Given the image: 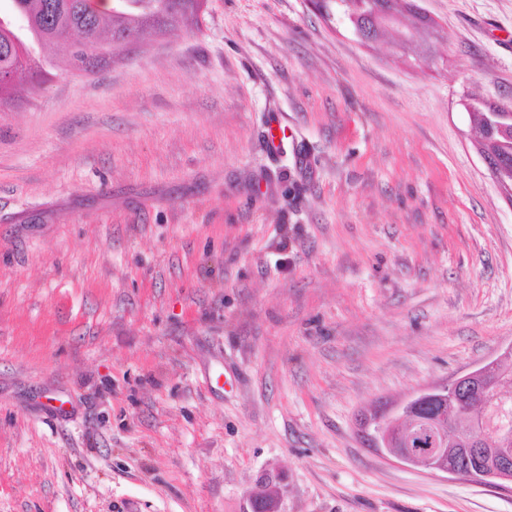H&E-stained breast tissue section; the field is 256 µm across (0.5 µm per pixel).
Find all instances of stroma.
I'll return each instance as SVG.
<instances>
[{
    "label": "stroma",
    "instance_id": "obj_1",
    "mask_svg": "<svg viewBox=\"0 0 512 512\" xmlns=\"http://www.w3.org/2000/svg\"><path fill=\"white\" fill-rule=\"evenodd\" d=\"M413 3L208 0L0 106V512H512L358 425L512 342V0ZM344 14L350 21L353 30L373 29L379 36L382 28L381 19L376 13V1L397 2L398 0H339ZM346 1L350 3L346 4ZM468 108L480 138L497 142L495 153L503 167L512 173V117L504 118V113L476 98L470 99ZM282 479L279 476L271 477L270 481L261 484V491L255 495H252L250 502L256 499H263L267 501V510L264 512H282L281 500H282Z\"/></svg>",
    "mask_w": 512,
    "mask_h": 512
}]
</instances>
